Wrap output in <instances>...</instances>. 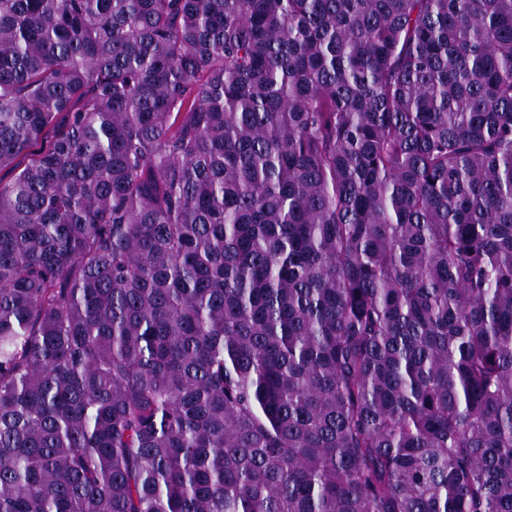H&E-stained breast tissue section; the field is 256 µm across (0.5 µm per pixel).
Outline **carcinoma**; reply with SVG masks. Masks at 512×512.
<instances>
[{"label": "carcinoma", "instance_id": "carcinoma-1", "mask_svg": "<svg viewBox=\"0 0 512 512\" xmlns=\"http://www.w3.org/2000/svg\"><path fill=\"white\" fill-rule=\"evenodd\" d=\"M0 512H512V0H0Z\"/></svg>", "mask_w": 512, "mask_h": 512}]
</instances>
